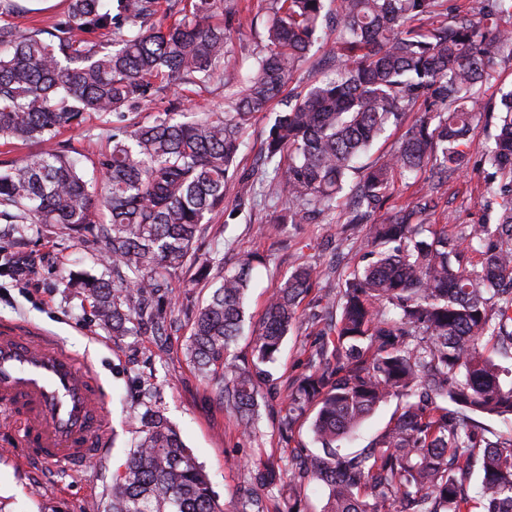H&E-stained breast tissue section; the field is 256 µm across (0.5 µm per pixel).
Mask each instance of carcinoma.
I'll list each match as a JSON object with an SVG mask.
<instances>
[{"label":"carcinoma","mask_w":512,"mask_h":512,"mask_svg":"<svg viewBox=\"0 0 512 512\" xmlns=\"http://www.w3.org/2000/svg\"><path fill=\"white\" fill-rule=\"evenodd\" d=\"M273 0L264 45L250 71L225 64L226 34L240 22L224 0H119L112 28L104 0H70L51 31L23 32L0 18V144L37 151L0 171V222L56 224L94 234L112 276L78 273L97 323L123 336L133 320L166 335L167 318L148 300L166 298L186 265L210 270L193 245L207 215L224 205L243 135L254 114L283 93L321 32L335 23L336 46L316 80L279 113L263 169L238 180L236 219L256 195L285 193L290 224H319L344 207L363 233L368 263L343 290L320 300L336 315L318 328L307 371L288 395L284 429L312 409L322 454L288 469V491L314 481L328 490L322 512H512V434L490 438L474 415L512 416V385L484 342L512 350V89L492 103L490 63L512 57V0ZM224 15V23L211 19ZM224 82V107L178 121L169 104L148 121L130 118L170 91ZM423 110L398 149L356 161L390 125ZM493 120L480 159L470 151L479 113ZM107 126L111 147L86 179L82 153L62 130L89 118ZM479 166L485 193L477 224L454 233L423 223L435 192ZM429 173L426 192L382 219L396 173ZM257 255L220 270L219 285L194 317L188 355L204 377L219 375L218 397L244 430L259 416L261 366L273 362L299 304L323 277L300 263L268 300L252 362L230 357L245 321V292ZM389 399L397 416L373 448L341 455L336 442ZM142 436L112 479L107 512H224L180 433L150 406ZM482 473L483 503L461 476ZM236 512H268L249 493Z\"/></svg>","instance_id":"carcinoma-1"}]
</instances>
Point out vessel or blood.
<instances>
[{
  "label": "vessel or blood",
  "instance_id": "b4317fda",
  "mask_svg": "<svg viewBox=\"0 0 512 512\" xmlns=\"http://www.w3.org/2000/svg\"><path fill=\"white\" fill-rule=\"evenodd\" d=\"M0 419L17 424L19 465L104 458L111 416L98 375L38 327L0 324Z\"/></svg>",
  "mask_w": 512,
  "mask_h": 512
}]
</instances>
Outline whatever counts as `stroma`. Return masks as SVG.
<instances>
[{"label":"stroma","instance_id":"stroma-1","mask_svg":"<svg viewBox=\"0 0 512 512\" xmlns=\"http://www.w3.org/2000/svg\"><path fill=\"white\" fill-rule=\"evenodd\" d=\"M248 5L240 25L227 36L229 61L245 70L262 47L269 0H248ZM281 109V102H274L252 119L236 161L239 174H251L260 164L264 141ZM483 190V174L476 168L446 186L459 223L478 221ZM287 205L283 196L272 204L256 202L229 225L223 214H216L195 243L200 257L218 256L228 265L240 253L261 256L251 272L245 305L250 324L258 323L269 292L288 279L297 263L335 266L332 284L338 289L365 264L360 239L345 235L341 219L322 224L276 222L275 211ZM102 250V245L56 226L0 223V264L23 259L32 281L25 288L9 276L0 277V322L40 327L89 361L105 384L113 430L106 456L96 463L73 469L63 463L33 462L21 468L9 454L18 434L0 426V512H106L112 475L122 470L138 438L126 419L148 405L180 432L226 512H234L244 491L256 488V473L266 460L284 468L301 450L316 451L308 419H301L291 432L281 430L291 387L305 372L315 343L306 324L307 315L316 310L314 296L299 306V319L271 368L275 392L261 400L259 418L248 433L234 412L217 401L213 380L200 377L187 354L192 320L212 290L213 277L200 278L190 271L173 277L172 297L164 302L172 325L167 344H160L150 326L141 323L129 335L115 336L98 326L84 290L69 284L76 272L101 274ZM396 408L393 400L381 404L352 440L342 442L341 452L372 448Z\"/></svg>","mask_w":512,"mask_h":512}]
</instances>
